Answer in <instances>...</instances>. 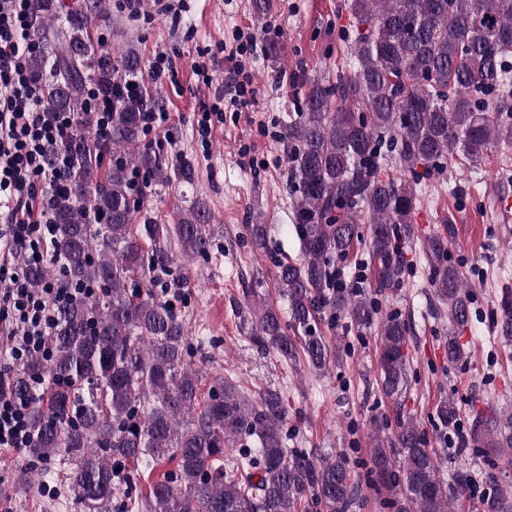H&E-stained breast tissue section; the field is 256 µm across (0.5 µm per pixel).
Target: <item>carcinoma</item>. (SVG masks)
<instances>
[{"instance_id":"1","label":"carcinoma","mask_w":512,"mask_h":512,"mask_svg":"<svg viewBox=\"0 0 512 512\" xmlns=\"http://www.w3.org/2000/svg\"><path fill=\"white\" fill-rule=\"evenodd\" d=\"M356 34L350 73L336 80H306L298 118L282 145L296 189L295 221L302 246L298 263H276V281L288 302V324L266 306H250L253 340L309 368L326 371L332 350L318 332L325 313H338L357 330L374 324L377 299L401 283V240L410 234L419 164L435 169L456 156L481 163L491 145L512 143V0H350ZM92 12L73 11L59 32L55 80L43 86L50 110L76 112L79 131L86 86L112 101L109 145L115 160L102 168L83 156L69 173V190L54 205V249L64 265L29 271L32 284L91 282L101 288L59 314L53 356L31 359L16 374L14 391L30 394L32 380L52 379L31 415L33 461L59 457L69 466L66 493L77 512H350L359 476L342 453L315 457L287 446L281 393L252 398L229 379L201 387L187 324L167 298L182 281L179 259L208 257L210 216L198 204L174 224L144 212L145 181H190V162L165 163L140 148L144 87L124 90L122 71L137 78L138 60L113 57L89 32ZM397 150L404 177L382 172L384 145ZM369 225L364 241L371 278L336 287L332 266L344 260ZM441 238L428 241L437 299L453 326L470 321L471 287L452 265L441 264ZM293 331L295 336L288 335ZM383 395L395 405L397 471L379 440L371 482L398 490L399 512H454L467 480L442 478V461L425 433L401 412L409 387V328L391 314L380 324ZM444 428L455 423L456 402L440 401ZM476 429L495 448L512 449V414ZM238 453L226 451L229 442ZM176 469L139 493L137 476L163 460ZM481 512H512L502 492L482 501Z\"/></svg>"}]
</instances>
